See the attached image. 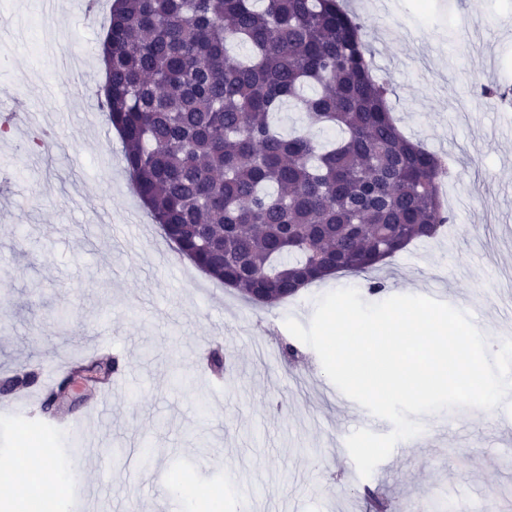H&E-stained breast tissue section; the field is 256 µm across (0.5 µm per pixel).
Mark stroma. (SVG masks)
Masks as SVG:
<instances>
[{
	"instance_id": "obj_1",
	"label": "stroma",
	"mask_w": 512,
	"mask_h": 512,
	"mask_svg": "<svg viewBox=\"0 0 512 512\" xmlns=\"http://www.w3.org/2000/svg\"><path fill=\"white\" fill-rule=\"evenodd\" d=\"M365 28L374 66L388 83L402 132L447 156L443 192L461 199L437 240L410 245L375 276L386 296L446 291L487 336L512 335V130L480 86L512 84V0H349ZM111 0L91 22L56 0H0V100L25 95L30 123L0 134V170L16 171L0 194V383L54 362L109 352L139 379V397H116L108 455H75L102 428L99 388L75 408L13 410L0 393V460H17L18 428L61 476L26 481L23 494L79 512L83 487L95 512H364L371 487L397 512H423L446 497L468 512L499 503L512 512V413L497 407L464 422L462 410L432 415L424 440L395 446L372 475L351 470L345 440L389 421L351 410L333 395L316 352L291 342L292 318L309 325L329 287L315 283L276 305H257L190 265L134 193L122 143L98 109L105 83L99 47ZM229 355L223 375L210 352ZM148 443L149 462L122 449ZM210 492L202 507L167 482Z\"/></svg>"
}]
</instances>
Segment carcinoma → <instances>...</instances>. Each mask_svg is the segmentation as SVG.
Instances as JSON below:
<instances>
[{"mask_svg": "<svg viewBox=\"0 0 512 512\" xmlns=\"http://www.w3.org/2000/svg\"><path fill=\"white\" fill-rule=\"evenodd\" d=\"M102 45L100 109L135 194L182 255L243 296L371 273L453 221L449 169L402 134L341 0H115ZM286 101L342 137L278 133Z\"/></svg>", "mask_w": 512, "mask_h": 512, "instance_id": "1", "label": "carcinoma"}]
</instances>
